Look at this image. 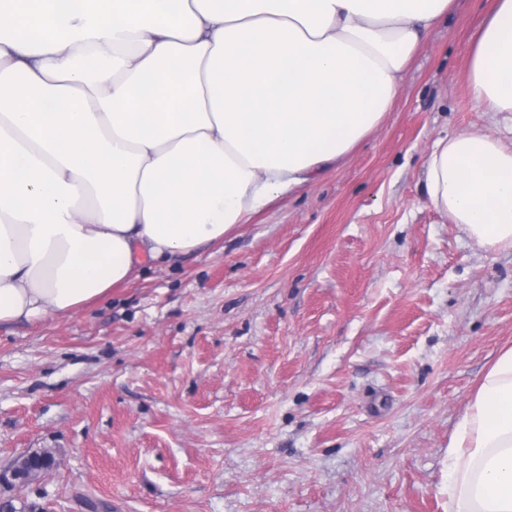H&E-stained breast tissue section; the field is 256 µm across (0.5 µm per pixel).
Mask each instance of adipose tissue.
<instances>
[{
	"label": "adipose tissue",
	"instance_id": "1",
	"mask_svg": "<svg viewBox=\"0 0 512 512\" xmlns=\"http://www.w3.org/2000/svg\"><path fill=\"white\" fill-rule=\"evenodd\" d=\"M452 0H0V324L69 314L222 242L375 131ZM466 81L512 113V0ZM432 208L512 249V148L481 128L426 157ZM448 512H512V347L448 443Z\"/></svg>",
	"mask_w": 512,
	"mask_h": 512
}]
</instances>
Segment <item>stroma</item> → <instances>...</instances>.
I'll return each mask as SVG.
<instances>
[{"label": "stroma", "mask_w": 512, "mask_h": 512, "mask_svg": "<svg viewBox=\"0 0 512 512\" xmlns=\"http://www.w3.org/2000/svg\"><path fill=\"white\" fill-rule=\"evenodd\" d=\"M492 0H454L381 125L221 243L69 315L0 324L18 512H448V440L512 345V249L427 202L440 137L487 129L466 69ZM54 459V456L50 452L28 455L18 459L14 463V468L20 473L32 475L44 471L45 466L50 465Z\"/></svg>", "instance_id": "obj_1"}]
</instances>
